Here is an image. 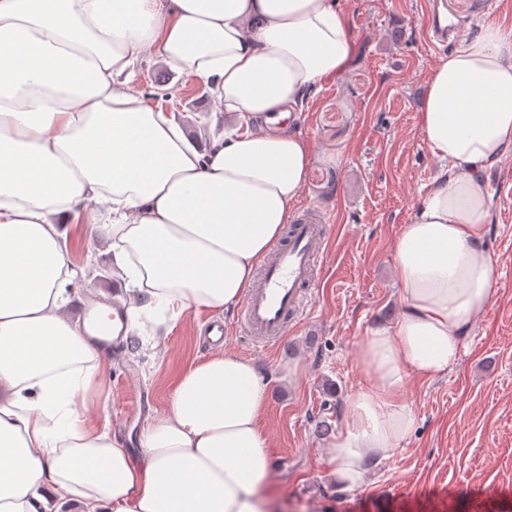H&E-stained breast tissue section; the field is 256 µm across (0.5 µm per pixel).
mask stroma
Segmentation results:
<instances>
[{"mask_svg":"<svg viewBox=\"0 0 512 512\" xmlns=\"http://www.w3.org/2000/svg\"><path fill=\"white\" fill-rule=\"evenodd\" d=\"M356 50L335 80L309 95L300 128L313 157L295 217L329 225L313 311L279 349H260L224 314V346L258 363L269 382L262 427L270 440L274 512H512V159L490 169L494 222L485 243L497 259V294L464 340L457 364L434 377L409 374L403 398L416 424L367 483L346 489L328 463L318 420L342 417L358 382L360 340L403 307L393 241L440 166L415 125L441 53L424 35L427 0H340ZM133 86L185 117L195 142L223 134L203 82L183 83L160 62L137 66ZM71 227L66 243L83 301L111 298L112 240ZM202 312L168 323L154 356L150 326L138 348L112 353L88 392L87 417L113 433L138 431L166 411L171 381L213 351ZM298 373L281 381L285 364Z\"/></svg>","mask_w":512,"mask_h":512,"instance_id":"stroma-1","label":"stroma"}]
</instances>
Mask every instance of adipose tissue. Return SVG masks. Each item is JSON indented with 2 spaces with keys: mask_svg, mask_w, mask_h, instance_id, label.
Here are the masks:
<instances>
[{
  "mask_svg": "<svg viewBox=\"0 0 512 512\" xmlns=\"http://www.w3.org/2000/svg\"><path fill=\"white\" fill-rule=\"evenodd\" d=\"M477 27L417 113L442 166L394 240L401 313L356 353L329 449L348 488L412 430L407 375L451 370L496 295L485 173L512 157V27ZM354 48L338 0H0V512H261L272 459L254 361L218 350L188 366L136 448L87 422L103 356L70 313L64 241L73 224L111 236L129 316L230 311L300 199V107ZM151 56L208 86L224 136L192 142L131 87Z\"/></svg>",
  "mask_w": 512,
  "mask_h": 512,
  "instance_id": "obj_1",
  "label": "adipose tissue"
}]
</instances>
